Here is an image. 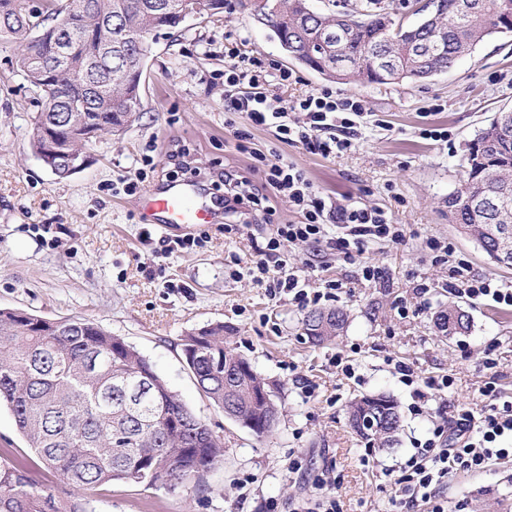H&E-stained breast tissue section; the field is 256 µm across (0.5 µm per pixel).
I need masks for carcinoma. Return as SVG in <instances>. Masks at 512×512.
<instances>
[{
  "label": "carcinoma",
  "mask_w": 512,
  "mask_h": 512,
  "mask_svg": "<svg viewBox=\"0 0 512 512\" xmlns=\"http://www.w3.org/2000/svg\"><path fill=\"white\" fill-rule=\"evenodd\" d=\"M211 0H0V40L26 41L16 65L43 99L32 141L44 149L41 129L54 122L77 125L97 135L123 132L141 109V84L124 73L125 60L150 53L153 38L179 27L180 13L192 8L209 14ZM413 24L397 19L390 0H372L344 12L314 11L308 0H265L272 12L268 28L289 57L340 83L360 80L390 84L429 80L497 33L512 32V0H431ZM72 21L69 52L59 59L51 30L55 14ZM112 26V53L98 44V29ZM340 33L324 46L326 29ZM445 29L443 41L423 43L426 34ZM56 71L57 94L43 89V74ZM506 188L512 212V110L497 113L482 128L465 159L460 187L448 194V212L467 228L482 252L495 261L497 243L489 234L491 211L472 205L484 189ZM348 321L342 309L314 310L303 330L314 345L340 335ZM444 336L468 333L470 317L450 305L436 316ZM115 337L86 319L53 322L0 309V403L10 409L19 433L47 470L78 491L115 481L153 488L175 487L202 478L224 456L221 439L171 391L150 361L134 347L119 348ZM186 364L199 390L222 409L227 397L224 368L239 373V414L262 437L279 416L277 390L235 349L224 345V324L189 334ZM348 421L357 435L383 448L398 443L401 415L385 395H363L350 402ZM0 512H87L78 502L63 504L37 490L25 466L0 463Z\"/></svg>",
  "instance_id": "carcinoma-1"
}]
</instances>
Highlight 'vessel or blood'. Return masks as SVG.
Returning a JSON list of instances; mask_svg holds the SVG:
<instances>
[{"mask_svg": "<svg viewBox=\"0 0 512 512\" xmlns=\"http://www.w3.org/2000/svg\"><path fill=\"white\" fill-rule=\"evenodd\" d=\"M145 223L165 227L184 224H219L224 220V203L209 196L194 179L173 181L140 199Z\"/></svg>", "mask_w": 512, "mask_h": 512, "instance_id": "1", "label": "vessel or blood"}]
</instances>
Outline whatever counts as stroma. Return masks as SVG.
Segmentation results:
<instances>
[{
	"label": "stroma",
	"mask_w": 512,
	"mask_h": 512,
	"mask_svg": "<svg viewBox=\"0 0 512 512\" xmlns=\"http://www.w3.org/2000/svg\"><path fill=\"white\" fill-rule=\"evenodd\" d=\"M243 38L250 51L294 71L296 97L324 87L311 70L288 60L244 0L221 18H191L153 44L144 71L139 119L123 133L99 137L86 165L59 177L31 147L41 105L16 69L18 45L0 42V309L45 318H82L122 338L146 356L168 386L224 442L222 462L200 482L175 490L121 482L79 492L60 483L38 461L0 408V457L27 467L38 487L60 500L81 499L87 512H298L318 496L316 479L332 472L342 512H390L405 460L443 422L439 400L414 411V388L452 375L448 396L484 406L482 358L496 361V383L512 397V309L485 299L457 297L446 288L448 266L426 245L448 244L469 274L512 284V270L491 263L448 216L447 198L460 185L475 135L497 112L512 109V33L485 39L435 80L377 85L336 84L366 108L362 136L352 151L324 158L302 146L279 143L269 129L230 118L224 110V40ZM443 128L448 141L422 138ZM277 152L303 169L318 193L337 204L381 208L403 225L405 240L366 244L348 262L317 245H297L292 262L313 288L341 284L326 308L349 315L346 330L326 345H312L303 330L306 308L291 295L269 297L250 278L254 241L273 225L297 224L287 200L258 212L249 225L192 227L201 245L161 254V239L177 229L144 224L142 192L183 179L188 168L220 174L236 170L264 187L266 167L255 152ZM143 170L136 193L116 191L120 178ZM384 279L370 284L362 263ZM425 285L424 296L414 289ZM455 304L471 319L468 333L444 337L434 326L441 307ZM221 323L225 340L278 390L282 413L274 430L256 437L225 417L198 391L182 353L187 334ZM352 360L356 378L333 366ZM410 364L416 387L400 382L395 362ZM393 398L403 429L392 448H378L363 465L367 443L350 428L346 407L356 396ZM440 496L446 512H512V461L481 473H462Z\"/></svg>",
	"instance_id": "stroma-1"
}]
</instances>
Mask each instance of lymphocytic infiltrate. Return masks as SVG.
I'll list each match as a JSON object with an SVG mask.
<instances>
[{"mask_svg":"<svg viewBox=\"0 0 512 512\" xmlns=\"http://www.w3.org/2000/svg\"><path fill=\"white\" fill-rule=\"evenodd\" d=\"M295 80L293 72L275 60L237 45L224 50L225 111L245 115L252 125L271 129L279 142L302 145L315 155L330 158L350 150L357 120L365 112L362 100L329 87L295 100L281 98L280 89ZM266 186L304 215L302 223L277 225L264 243L254 246L256 258L245 274L270 296L288 293L303 307L331 299L340 288L338 281L328 280L323 289L310 290L305 276L288 263V247L313 242L350 259L362 254L368 242L398 244L405 239L401 225L384 210L327 205L305 172L283 155L268 160ZM448 287L454 294L486 298L512 309L511 285L467 276L464 264L449 266ZM482 394L489 404L480 412L449 403L443 425L406 461L400 479L402 504L411 507L423 501L431 504V512H445L439 490L451 478L484 471L495 460L512 459V399L502 398L492 379L485 382Z\"/></svg>","mask_w":512,"mask_h":512,"instance_id":"lymphocytic-infiltrate-1","label":"lymphocytic infiltrate"}]
</instances>
